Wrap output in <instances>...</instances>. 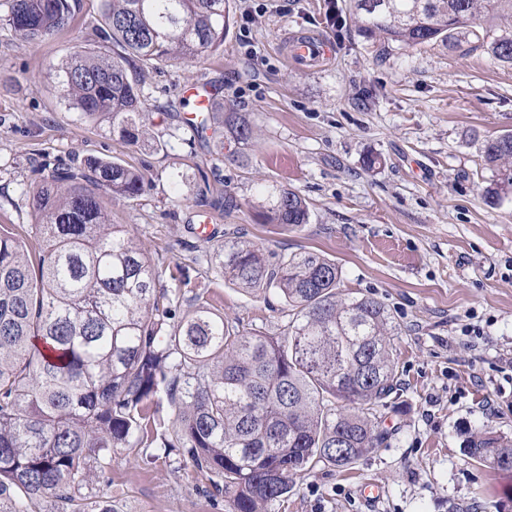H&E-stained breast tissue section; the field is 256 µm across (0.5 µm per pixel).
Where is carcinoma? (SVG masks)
<instances>
[{"instance_id":"carcinoma-1","label":"carcinoma","mask_w":512,"mask_h":512,"mask_svg":"<svg viewBox=\"0 0 512 512\" xmlns=\"http://www.w3.org/2000/svg\"><path fill=\"white\" fill-rule=\"evenodd\" d=\"M233 0H99L104 46L58 67L60 98L106 116L136 144L147 134L141 76L160 62L223 50ZM0 21L25 43L69 29L83 0H4ZM363 37L401 48L435 42L512 64V0H353ZM239 144L249 120L224 111ZM492 193L512 194V133L489 140ZM144 191L138 170L94 158L56 170L33 195L38 251L0 228V512H112V494L84 493L116 448H180L227 498L229 512H269L291 479L320 465L350 468L384 440L398 370L392 316L372 297L339 291L341 270L318 252L269 256L233 237L213 254L224 280L288 306L277 336L242 333L204 304L185 313L110 203ZM269 224L309 221L298 192L271 187ZM175 407L164 416L160 395ZM467 455L512 471V439L482 430Z\"/></svg>"}]
</instances>
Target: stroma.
<instances>
[{"label": "stroma", "instance_id": "1", "mask_svg": "<svg viewBox=\"0 0 512 512\" xmlns=\"http://www.w3.org/2000/svg\"><path fill=\"white\" fill-rule=\"evenodd\" d=\"M327 5L234 0L223 52L145 76L149 139L137 145L113 137L108 120L70 109L54 88L73 48L99 42L97 0L37 44L0 24V226L36 246L32 194L48 174L90 158L122 162L145 188L113 202L112 221L128 225L178 309L204 300L240 330L272 336L286 306L225 282L210 262L216 241L321 252L338 265L343 294L389 310L401 386L377 453L347 470L294 476L274 512H512V473L463 452L484 427L512 438V195L492 194L483 160L486 141L512 133V66L439 43L374 45L349 0H337L338 28ZM300 34L330 45L331 58L292 59L288 39ZM196 81L225 109L248 113L247 144L228 139L219 149L213 124L191 127L183 92ZM271 185L307 200V224L261 223ZM204 212L214 237L197 232ZM111 476L113 512H228L176 449H115ZM368 483L381 490L372 503L360 495Z\"/></svg>", "mask_w": 512, "mask_h": 512}]
</instances>
